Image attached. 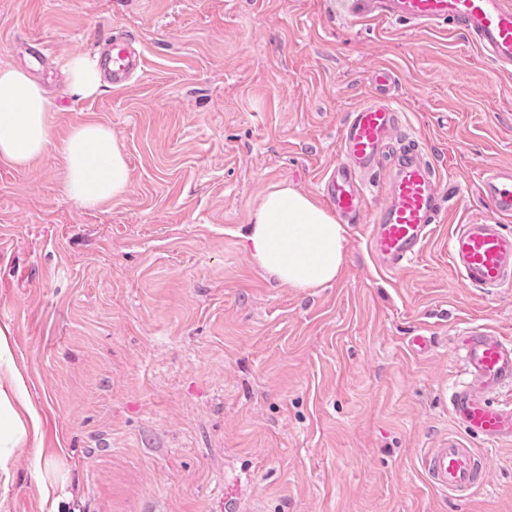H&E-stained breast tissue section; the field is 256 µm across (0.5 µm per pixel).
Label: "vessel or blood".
<instances>
[{"mask_svg":"<svg viewBox=\"0 0 512 512\" xmlns=\"http://www.w3.org/2000/svg\"><path fill=\"white\" fill-rule=\"evenodd\" d=\"M345 18L391 19L419 28L449 25L464 33L502 74L512 75V0H343ZM99 64L107 82L123 87L141 68L135 39L113 35ZM374 92L343 121L339 133L340 159L322 179V196L343 222L368 223L369 250L376 265L401 272L428 242L441 213L444 198L439 174L418 141L396 140L402 112L391 100L393 71L377 68ZM394 153L395 163L386 181V201L366 212L358 187L360 177L374 172L381 158ZM478 193L488 207L484 221L462 224L452 233L448 256L461 282L486 292L512 286V164L483 168ZM468 381L449 397L450 411L471 437L492 444L512 441V401L498 399L512 387V340L473 326L454 338ZM423 469L437 489L466 497L485 482V459L474 448L448 439L428 449Z\"/></svg>","mask_w":512,"mask_h":512,"instance_id":"obj_1","label":"vessel or blood"}]
</instances>
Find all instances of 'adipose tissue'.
I'll list each match as a JSON object with an SVG mask.
<instances>
[{"label":"adipose tissue","instance_id":"1","mask_svg":"<svg viewBox=\"0 0 512 512\" xmlns=\"http://www.w3.org/2000/svg\"><path fill=\"white\" fill-rule=\"evenodd\" d=\"M50 103L41 84L21 68L0 67V161L25 168L41 159L52 139ZM71 199L95 207L124 195L130 184L125 153L109 127L85 122L60 142ZM255 262L282 285L319 288L333 282L342 266L346 229L313 198L280 184L268 191L245 236ZM0 485H7L23 451L43 455V421L13 363L10 336L0 328Z\"/></svg>","mask_w":512,"mask_h":512}]
</instances>
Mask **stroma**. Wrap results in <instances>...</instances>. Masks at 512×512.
<instances>
[{"label": "stroma", "mask_w": 512, "mask_h": 512, "mask_svg": "<svg viewBox=\"0 0 512 512\" xmlns=\"http://www.w3.org/2000/svg\"><path fill=\"white\" fill-rule=\"evenodd\" d=\"M117 30L141 72L76 95L66 59ZM381 65L401 135L439 171L440 219L400 273L350 224L333 283L282 286L245 248L251 215L282 183L320 198ZM0 66L42 84L54 140L106 124L130 170L125 195L86 208L56 149L0 162V328L47 462L18 457L0 512H48L45 478L68 512H512L511 442L481 444L487 481L465 499L422 468L463 435L456 333L512 339V287H465L448 258L456 226L487 214L479 170L512 163V76L465 35L349 22L336 0H0Z\"/></svg>", "instance_id": "obj_1"}]
</instances>
